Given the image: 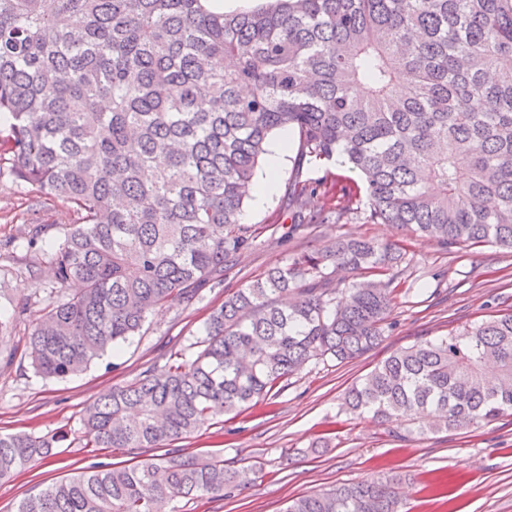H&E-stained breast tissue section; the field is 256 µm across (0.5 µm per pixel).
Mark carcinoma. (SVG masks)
Wrapping results in <instances>:
<instances>
[{
	"label": "carcinoma",
	"instance_id": "carcinoma-1",
	"mask_svg": "<svg viewBox=\"0 0 512 512\" xmlns=\"http://www.w3.org/2000/svg\"><path fill=\"white\" fill-rule=\"evenodd\" d=\"M107 100L110 108L99 109ZM0 163L77 215L51 247L55 295L25 336L46 377L78 373L191 302L258 233L241 222L273 135L360 172L369 218L444 247L512 250V0H0ZM315 190L294 180L288 203ZM403 260L344 237L214 308L175 352L85 408L92 448H157L240 413L310 362L385 336ZM359 275L344 288L334 275ZM349 410L465 429L512 413V313L394 353L348 389ZM63 436L0 433V482ZM248 481L217 457L88 467L17 512H165ZM397 476L292 500L286 512H405Z\"/></svg>",
	"mask_w": 512,
	"mask_h": 512
}]
</instances>
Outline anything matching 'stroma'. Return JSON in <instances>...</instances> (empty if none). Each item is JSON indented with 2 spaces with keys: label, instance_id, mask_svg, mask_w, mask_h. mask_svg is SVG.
I'll list each match as a JSON object with an SVG mask.
<instances>
[{
  "label": "stroma",
  "instance_id": "stroma-1",
  "mask_svg": "<svg viewBox=\"0 0 512 512\" xmlns=\"http://www.w3.org/2000/svg\"><path fill=\"white\" fill-rule=\"evenodd\" d=\"M291 141L275 191L263 203L248 202L243 221L257 228L255 246L237 257L221 285L199 301L174 302L152 312L139 334L117 354L94 361L83 372L46 378L21 357L23 338L39 322L57 286L47 275L50 247L75 223L72 209L0 173V316L14 318L12 340L1 352L18 350L0 368V432L65 434L55 457L38 458L0 483V512L91 463L133 465L182 454L219 456L225 467L253 469L250 483L221 497L177 500V512H285L289 502L384 471L403 474L397 491L408 512H512V415L463 430L418 431L406 419L381 423L343 408L345 391L394 352L435 340L488 314L512 312V251L496 246L441 248L409 229L368 219L358 172L338 160L300 161ZM300 178L316 193L311 211L334 209L342 189L357 196L341 220L303 227L289 208L288 184ZM43 234L35 246L25 235L32 225ZM395 245L398 291L382 342L349 362L314 361L241 415L211 419L174 446L99 450L88 447L81 429L84 408L102 392L134 382L165 364L204 334L205 322L226 294L248 285L270 267L318 250L342 235Z\"/></svg>",
  "mask_w": 512,
  "mask_h": 512
}]
</instances>
